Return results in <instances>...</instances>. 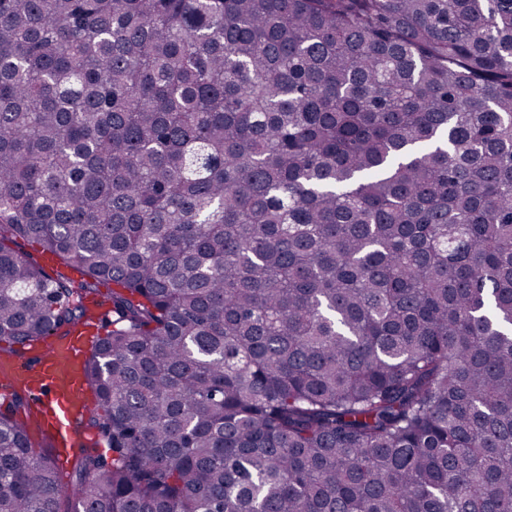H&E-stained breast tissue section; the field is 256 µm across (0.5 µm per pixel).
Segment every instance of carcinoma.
<instances>
[{
	"instance_id": "obj_1",
	"label": "carcinoma",
	"mask_w": 512,
	"mask_h": 512,
	"mask_svg": "<svg viewBox=\"0 0 512 512\" xmlns=\"http://www.w3.org/2000/svg\"><path fill=\"white\" fill-rule=\"evenodd\" d=\"M108 284L0 512H512V0H0V352Z\"/></svg>"
}]
</instances>
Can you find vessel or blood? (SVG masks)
Segmentation results:
<instances>
[{
  "instance_id": "1",
  "label": "vessel or blood",
  "mask_w": 512,
  "mask_h": 512,
  "mask_svg": "<svg viewBox=\"0 0 512 512\" xmlns=\"http://www.w3.org/2000/svg\"><path fill=\"white\" fill-rule=\"evenodd\" d=\"M86 354V337L75 333L50 342L23 366H15L8 360L0 362V394L9 395L18 384L41 394L44 430L63 436L69 448L88 442L77 427L85 410L87 387L83 363Z\"/></svg>"
}]
</instances>
